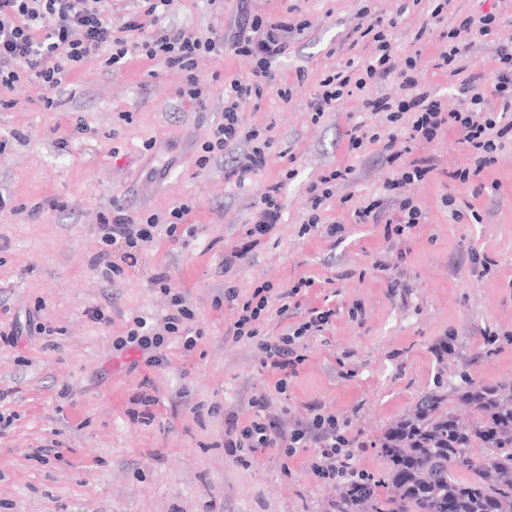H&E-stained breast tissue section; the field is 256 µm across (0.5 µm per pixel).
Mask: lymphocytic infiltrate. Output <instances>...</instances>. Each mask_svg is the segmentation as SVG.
<instances>
[{
    "mask_svg": "<svg viewBox=\"0 0 512 512\" xmlns=\"http://www.w3.org/2000/svg\"><path fill=\"white\" fill-rule=\"evenodd\" d=\"M100 0H0V90H10L25 77H34L46 90L56 91L66 83L70 72L90 55L107 52L109 66L123 64L127 57L142 54L148 58L163 57L165 63L186 73L184 95L198 98L202 89L194 74L197 56L218 54L225 47L256 61L255 82L233 80L224 90V116L212 131V139L203 146L204 152L223 150L224 146L241 135L240 109L251 95L260 92L263 78L269 77V68L276 58L288 48L290 25L269 22L262 17L241 13L232 40L223 36H200L180 30L174 33L158 29L145 35L144 25L136 17H128L120 24H113L99 7ZM495 22L494 15L467 18L453 32V42L447 51L434 60V69L461 76L460 93L463 106L451 113H443L437 101L419 94L410 102L392 105L389 99L366 97L365 108L375 112L416 108L409 134L410 140H434L446 132H456L462 143L477 153L474 170L452 172L451 180L469 182L472 171H483L492 163L494 153L507 136V127L501 126L495 112L486 109V95H493L504 103L512 104V48H501L499 67L490 89H482L476 76H463L458 61L466 51V36L489 35ZM374 40L379 51L365 68L363 77L353 79L335 74L323 79V90L310 103L312 112L323 113L336 103L348 85L365 90L368 80L388 77L395 69L389 46L383 32H376ZM190 211L188 205L174 208L171 219L161 222L158 216H150L146 222H135L123 211L101 219L99 229L105 243L120 238L133 237L150 242L157 227H164L168 238H177L180 222ZM173 313L165 316L156 331H148L147 323L136 320L134 329L126 337L127 343L140 349L161 346L167 335L179 333L192 312L186 306L182 294H173L170 300ZM333 309L313 307L293 333L280 337L278 343L261 342L260 347L271 361L273 368L281 372L295 370L297 361L293 345L305 335H317L330 323ZM255 414L247 425H240L237 417H229L225 434L227 447L244 454L256 455L269 448L283 449L285 455H293L297 449L314 443L318 453L311 464L314 474L325 482H342L356 488L361 475L353 464L352 441L346 436L338 418L331 413H315L307 425L291 430L277 426L266 417L265 401H254Z\"/></svg>",
    "mask_w": 512,
    "mask_h": 512,
    "instance_id": "1",
    "label": "lymphocytic infiltrate"
}]
</instances>
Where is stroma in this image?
<instances>
[{
	"label": "stroma",
	"mask_w": 512,
	"mask_h": 512,
	"mask_svg": "<svg viewBox=\"0 0 512 512\" xmlns=\"http://www.w3.org/2000/svg\"><path fill=\"white\" fill-rule=\"evenodd\" d=\"M239 9V0H174L159 24L221 34ZM249 9L297 30L241 112L244 131L270 143L266 166L244 182L226 172L251 149L247 138L198 159L224 113L225 86L252 73L249 56L198 58L195 101L180 94V70L142 55L114 70L87 59L51 110L32 80L0 95L13 103L0 110V330H22L15 344L0 342V512H334L338 485L313 475L316 448L290 457L269 448L242 464L224 446L228 413L247 423L251 400L264 397L291 426L321 404L344 421L357 470L378 479L383 434L424 394L459 386L464 366L486 385L512 381V141L484 168L478 194L448 177L476 162L456 134L412 142L413 113L392 119L363 106L367 94L425 92L443 112L459 109V77L432 62L465 18L494 14L493 33L471 37L463 59L490 84L498 50L512 47V0H249ZM378 17L398 69L414 61L416 89L397 70L312 121L323 79L361 75L376 44L360 30ZM357 124L377 142L350 149L346 132ZM393 136L436 163L430 179L403 188L422 218L399 236L385 224L397 209L384 189ZM340 166L350 174L306 229L310 185ZM273 185L279 224L225 266ZM376 199L384 222L359 223L358 209ZM183 203L179 240L101 241L100 215L120 207L141 220ZM334 220L345 230L331 237ZM105 249L115 267L106 277L91 264ZM302 278L311 287L280 300ZM266 285L272 300L257 337L227 336L235 312L225 291L245 298ZM173 291L193 312L184 326L194 348L170 336L158 349H118L135 317L152 324L169 313ZM322 306L336 315L322 334L298 339L303 361L279 393L259 344Z\"/></svg>",
	"instance_id": "35a3bbf8"
}]
</instances>
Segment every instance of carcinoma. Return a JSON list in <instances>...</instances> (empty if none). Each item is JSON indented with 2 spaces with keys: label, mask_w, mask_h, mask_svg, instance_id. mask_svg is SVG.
Returning a JSON list of instances; mask_svg holds the SVG:
<instances>
[{
  "label": "carcinoma",
  "mask_w": 512,
  "mask_h": 512,
  "mask_svg": "<svg viewBox=\"0 0 512 512\" xmlns=\"http://www.w3.org/2000/svg\"><path fill=\"white\" fill-rule=\"evenodd\" d=\"M460 377L455 400L468 416L447 393L426 394L382 439L384 479L366 478L362 495L343 490L336 512H512V389L477 383L465 370ZM475 444L485 458L470 456ZM381 486L390 489L384 499Z\"/></svg>",
  "instance_id": "carcinoma-1"
}]
</instances>
